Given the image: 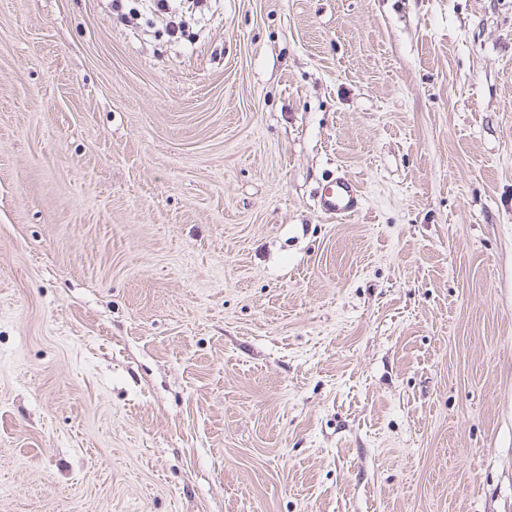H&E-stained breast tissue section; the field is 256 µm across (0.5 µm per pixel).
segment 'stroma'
Listing matches in <instances>:
<instances>
[{"label":"stroma","instance_id":"35a3bbf8","mask_svg":"<svg viewBox=\"0 0 512 512\" xmlns=\"http://www.w3.org/2000/svg\"><path fill=\"white\" fill-rule=\"evenodd\" d=\"M122 5L0 0V512H512V0ZM364 196L358 184L346 177L331 182L318 197V209L326 216L343 218L359 213Z\"/></svg>","mask_w":512,"mask_h":512}]
</instances>
